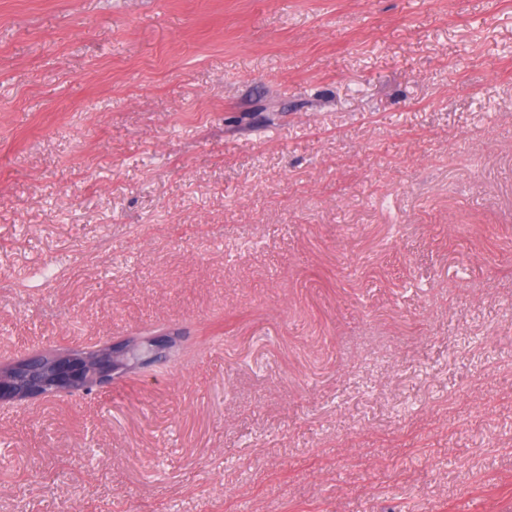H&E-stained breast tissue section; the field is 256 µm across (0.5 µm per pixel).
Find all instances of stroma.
<instances>
[{
	"mask_svg": "<svg viewBox=\"0 0 512 512\" xmlns=\"http://www.w3.org/2000/svg\"><path fill=\"white\" fill-rule=\"evenodd\" d=\"M0 512H512V0H0ZM175 344L176 336L165 334L21 357L0 368V404L89 394L117 377L150 366Z\"/></svg>",
	"mask_w": 512,
	"mask_h": 512,
	"instance_id": "1",
	"label": "stroma"
}]
</instances>
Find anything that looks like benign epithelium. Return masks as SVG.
<instances>
[{"label":"benign epithelium","mask_w":512,"mask_h":512,"mask_svg":"<svg viewBox=\"0 0 512 512\" xmlns=\"http://www.w3.org/2000/svg\"><path fill=\"white\" fill-rule=\"evenodd\" d=\"M175 344L176 337L165 334L24 356L0 368V404L89 394L153 364Z\"/></svg>","instance_id":"1"}]
</instances>
